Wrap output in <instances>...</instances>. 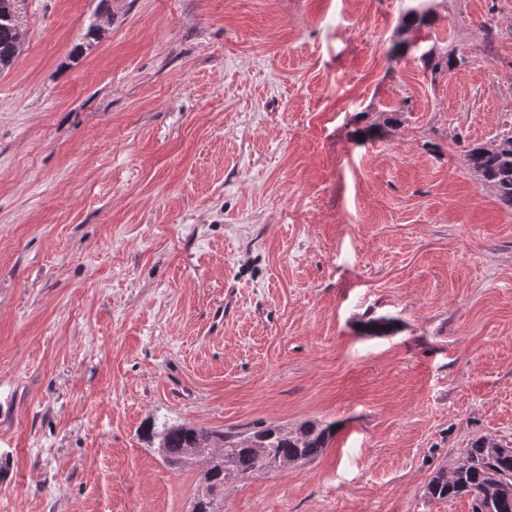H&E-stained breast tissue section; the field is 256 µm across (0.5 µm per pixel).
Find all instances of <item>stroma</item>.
<instances>
[{"label": "stroma", "mask_w": 512, "mask_h": 512, "mask_svg": "<svg viewBox=\"0 0 512 512\" xmlns=\"http://www.w3.org/2000/svg\"><path fill=\"white\" fill-rule=\"evenodd\" d=\"M411 4L20 0L0 512H190L202 466L143 434L165 419L335 423L224 512H472L425 486L512 441V210L462 163L512 129V0H426L435 72L391 51ZM381 316L399 330L362 335ZM399 112L393 111L389 116L385 117L382 122H371L362 128L354 131L357 139L375 140L385 137L389 133V129L396 127L400 122Z\"/></svg>", "instance_id": "obj_1"}]
</instances>
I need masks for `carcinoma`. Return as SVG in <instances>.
Returning a JSON list of instances; mask_svg holds the SVG:
<instances>
[{
    "mask_svg": "<svg viewBox=\"0 0 512 512\" xmlns=\"http://www.w3.org/2000/svg\"><path fill=\"white\" fill-rule=\"evenodd\" d=\"M18 2L0 0V72L13 64L23 47ZM430 23L429 11L418 5L410 7L402 19L408 32ZM418 59L433 71L453 64L452 56L438 57L431 48L421 52ZM399 122V113L393 111L381 122L356 129L355 135L360 140L379 139ZM463 161L470 174L489 188L504 207L512 209V129L489 144L471 146ZM396 324L393 318L376 317L362 320L360 326L366 336H386L394 332ZM147 434L151 442L164 449V462L179 468L194 464L191 452L195 448L223 449V454L208 458L191 510L223 512L224 486L229 481L312 461L328 448L335 430L332 423L315 422L295 428L210 430L154 420L148 425ZM425 495L434 501L469 495L472 512H512V444L488 436L471 439L461 460L433 473Z\"/></svg>",
    "mask_w": 512,
    "mask_h": 512,
    "instance_id": "obj_1",
    "label": "carcinoma"
}]
</instances>
